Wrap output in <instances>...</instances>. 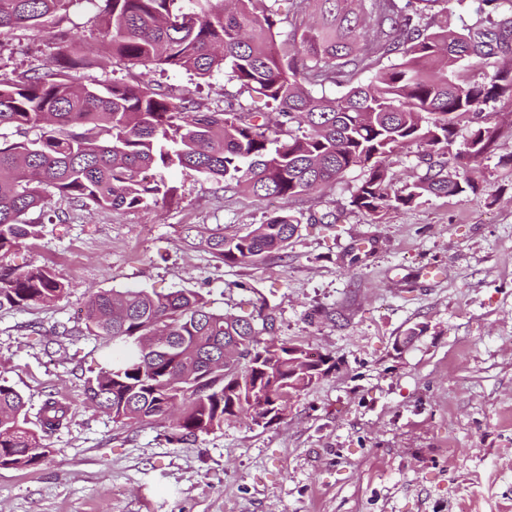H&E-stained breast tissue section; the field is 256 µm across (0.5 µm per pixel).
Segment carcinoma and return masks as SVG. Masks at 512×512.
I'll return each mask as SVG.
<instances>
[{
    "label": "carcinoma",
    "instance_id": "carcinoma-1",
    "mask_svg": "<svg viewBox=\"0 0 512 512\" xmlns=\"http://www.w3.org/2000/svg\"><path fill=\"white\" fill-rule=\"evenodd\" d=\"M93 6L97 53L67 26L71 8ZM0 0V36L53 29L49 65L0 75V309L63 299L68 283L46 265L3 262L39 236L28 215L53 203L133 209L167 197L144 173L179 166L254 198H298L360 170L350 206L379 223L423 199L469 197L489 183L482 161L497 135L489 125L459 137L460 119L512 101V0H480L474 22L448 25L449 0H292L294 13L322 17L293 27L284 55L272 52L280 17L267 0ZM396 56L367 84L339 97L313 87L341 82ZM105 58L130 66L182 69L204 78L228 70L236 95L264 102L203 109L189 90L174 96L148 83L98 90L76 73ZM40 135L28 138L29 130ZM417 148L418 179L393 189L391 169ZM301 219L282 212L242 236L210 239L217 258L256 263L288 249ZM86 336L119 347L88 380L89 402L127 426L167 423L183 441L242 416L281 419L291 398L331 371L295 345L260 339L272 317L212 310L194 291L126 289L92 293ZM69 407L47 398L37 422L24 396L0 380V468L37 466L52 449L42 435L67 424Z\"/></svg>",
    "mask_w": 512,
    "mask_h": 512
}]
</instances>
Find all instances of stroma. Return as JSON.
Wrapping results in <instances>:
<instances>
[{"mask_svg":"<svg viewBox=\"0 0 512 512\" xmlns=\"http://www.w3.org/2000/svg\"><path fill=\"white\" fill-rule=\"evenodd\" d=\"M45 30L0 39V74L46 66ZM83 83L191 89L223 109V72L129 68L112 60ZM491 188L389 211L352 209L360 171L296 199L260 201L172 167L170 195L134 209L31 213L41 234L8 255L52 267L69 293L0 309V379L30 415L48 397L68 423L28 470L0 468V512H512V168L485 160ZM302 223L287 253L227 263L208 240L244 235L274 213ZM339 215L335 224L321 221ZM192 290L236 316L266 301L278 340L330 358L332 371L268 426L239 418L176 443L164 424L123 426L85 389L112 354L73 323L99 290Z\"/></svg>","mask_w":512,"mask_h":512,"instance_id":"1","label":"stroma"}]
</instances>
